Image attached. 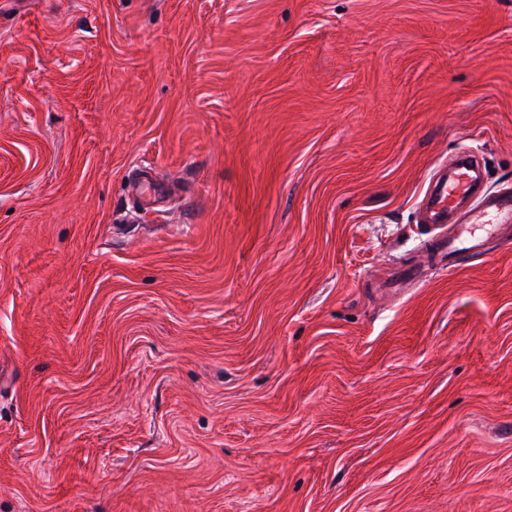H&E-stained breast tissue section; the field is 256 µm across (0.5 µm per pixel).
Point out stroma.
<instances>
[{"mask_svg": "<svg viewBox=\"0 0 512 512\" xmlns=\"http://www.w3.org/2000/svg\"><path fill=\"white\" fill-rule=\"evenodd\" d=\"M512 0L0 12V512H512ZM481 164L478 153L454 155L434 174L421 202L423 224L431 234L422 248L448 269L464 257L485 255L492 242L512 237V191L480 190L474 173ZM468 199L475 206L464 209Z\"/></svg>", "mask_w": 512, "mask_h": 512, "instance_id": "obj_1", "label": "stroma"}]
</instances>
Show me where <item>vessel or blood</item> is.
<instances>
[{
  "label": "vessel or blood",
  "instance_id": "vessel-or-blood-1",
  "mask_svg": "<svg viewBox=\"0 0 512 512\" xmlns=\"http://www.w3.org/2000/svg\"><path fill=\"white\" fill-rule=\"evenodd\" d=\"M478 153L461 152L432 177L421 207L430 236L423 249L455 268L486 254L492 242L512 238V191L478 188Z\"/></svg>",
  "mask_w": 512,
  "mask_h": 512
}]
</instances>
